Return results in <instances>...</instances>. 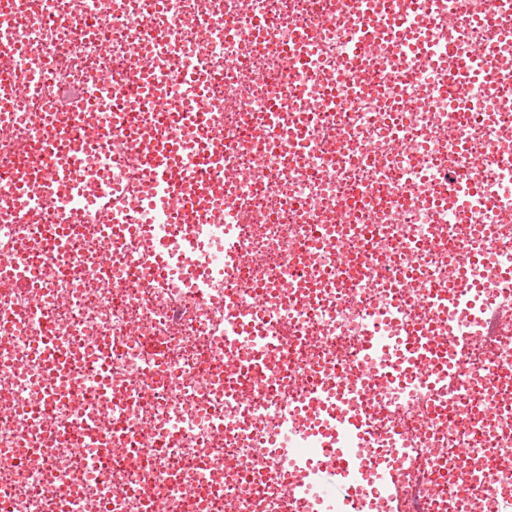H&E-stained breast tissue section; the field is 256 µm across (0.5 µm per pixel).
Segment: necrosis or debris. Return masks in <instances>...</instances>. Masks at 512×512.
<instances>
[{"instance_id": "necrosis-or-debris-1", "label": "necrosis or debris", "mask_w": 512, "mask_h": 512, "mask_svg": "<svg viewBox=\"0 0 512 512\" xmlns=\"http://www.w3.org/2000/svg\"><path fill=\"white\" fill-rule=\"evenodd\" d=\"M17 59L0 80L34 81L18 119L0 130V166L42 150L58 161L53 126L89 131L108 170L91 198L51 195L33 179L34 205L0 213V254L32 271L28 287L0 273V512H282L279 458L257 455L269 428L295 425L291 404L337 391L362 415L373 464L394 460L397 512H512V325L486 332L467 307L435 325L461 378L438 388L409 380L392 394L365 371L360 343L376 319L431 321L409 282L448 283L459 246L492 253L475 266L483 305L512 303V41L478 57L495 26L485 0H418L452 54L409 60L377 43L361 73L346 64L357 0H12ZM317 31L308 85L296 104L288 50ZM164 59L173 107L209 113L196 142L219 146L218 177L236 205L198 224L168 208L130 228L150 176L122 113L57 112L60 91L106 78L129 82L134 46ZM461 58L479 75L441 91ZM496 77L498 95L488 93ZM493 139L497 154L482 142ZM486 171L472 204L476 229L434 204L452 173ZM192 240L158 275L154 238ZM239 259L225 264L224 250ZM258 321L272 346L262 372H226L224 337ZM54 341L65 364L32 355Z\"/></svg>"}]
</instances>
